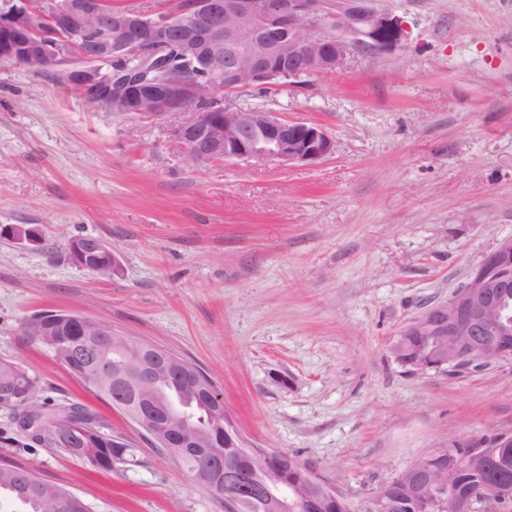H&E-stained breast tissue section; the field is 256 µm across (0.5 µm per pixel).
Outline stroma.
Wrapping results in <instances>:
<instances>
[{
	"mask_svg": "<svg viewBox=\"0 0 512 512\" xmlns=\"http://www.w3.org/2000/svg\"><path fill=\"white\" fill-rule=\"evenodd\" d=\"M410 40L350 55L306 87L233 94L315 122L334 151L307 166L186 165L167 119L85 103L56 75L0 63V360L50 409L80 404L134 450L104 472L33 443L0 404V465L34 470L94 512H221L144 430L30 334L74 312L152 343L213 381L249 447L308 464L347 498L420 458L512 433V358L408 372L390 352L512 237V0H384ZM111 245L121 271L73 264ZM6 231L2 232L0 228V237L14 240L21 244L37 247L42 244V235L36 227H23V226H6ZM102 248L112 249V247L105 241L96 237H92L91 239L84 240L82 243L78 244L74 250V254H68V256L75 265L91 272L92 270L88 269L82 262L87 259L88 254L99 251ZM110 261L111 256L108 252L99 251L93 255L89 261V264L104 266L107 265Z\"/></svg>",
	"mask_w": 512,
	"mask_h": 512,
	"instance_id": "stroma-1",
	"label": "stroma"
}]
</instances>
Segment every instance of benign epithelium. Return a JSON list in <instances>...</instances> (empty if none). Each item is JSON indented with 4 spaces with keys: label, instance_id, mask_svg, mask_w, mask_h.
Returning a JSON list of instances; mask_svg holds the SVG:
<instances>
[{
    "label": "benign epithelium",
    "instance_id": "obj_1",
    "mask_svg": "<svg viewBox=\"0 0 512 512\" xmlns=\"http://www.w3.org/2000/svg\"><path fill=\"white\" fill-rule=\"evenodd\" d=\"M5 5L0 25L12 28L19 23L24 28L9 43L5 59L24 62L39 53L46 69L85 93L111 85L105 64L114 57L125 58L132 63L128 78L108 92L103 102L118 114L176 117L168 129L171 145L185 163L193 165L216 159L308 165L332 154L334 142L317 123L287 119L260 108L245 109L227 96L219 97L209 111L186 106L187 85L152 77L154 58L168 43H177L186 61L203 63L210 83L227 93L248 88L264 76L301 80L332 72L356 51L393 53L405 48L409 39L402 17L381 0H175L163 21L145 12L114 9L110 0H6ZM33 15L48 24L52 35L69 46L81 64H66L61 52L33 39L42 36L28 23ZM100 27L104 32L95 44H88V30ZM226 49L230 54L223 62ZM0 236L32 247L42 244L41 233L32 226L10 225ZM107 247L99 238L87 239L76 246L70 260L82 268L88 254ZM400 335L418 337L428 350L411 361L423 371L512 358V238L501 240L447 301L424 308ZM109 338L112 347L126 350L130 359L109 368L98 358L88 382L94 387H114L119 409L156 442L202 456L203 466L194 480L205 482L214 468L223 469L228 479L220 500L226 505L236 497L233 477L249 482L260 502L284 484L283 472L277 469L259 475L237 463L224 465V454L214 447L216 441L202 439L191 413L173 417L156 408L155 389L180 363L179 358L114 331ZM214 413L224 418V434L243 445L241 435L225 418L220 398ZM19 424L30 436L51 434L46 421L33 415H20ZM316 485L324 487L334 502L344 498L334 486L311 474L290 486L289 498L274 499L276 509L314 512L319 504L305 490ZM437 485L436 475L427 473L406 499L383 504L367 496L364 507L368 512H377L381 506L410 512L421 497L420 487Z\"/></svg>",
    "mask_w": 512,
    "mask_h": 512
}]
</instances>
